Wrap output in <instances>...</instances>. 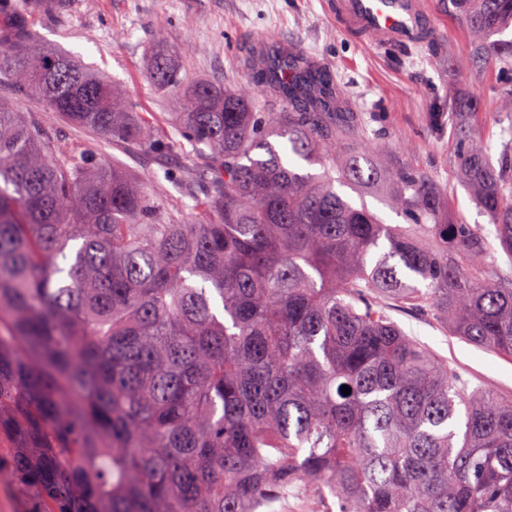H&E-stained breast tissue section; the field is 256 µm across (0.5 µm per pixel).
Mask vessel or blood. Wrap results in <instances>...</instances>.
Here are the masks:
<instances>
[{
  "label": "vessel or blood",
  "mask_w": 512,
  "mask_h": 512,
  "mask_svg": "<svg viewBox=\"0 0 512 512\" xmlns=\"http://www.w3.org/2000/svg\"><path fill=\"white\" fill-rule=\"evenodd\" d=\"M336 20L343 30L372 38L376 45H418L435 32L424 0H336Z\"/></svg>",
  "instance_id": "1"
}]
</instances>
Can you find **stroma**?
Here are the masks:
<instances>
[{"label": "stroma", "instance_id": "obj_1", "mask_svg": "<svg viewBox=\"0 0 512 512\" xmlns=\"http://www.w3.org/2000/svg\"><path fill=\"white\" fill-rule=\"evenodd\" d=\"M333 0H69L67 10L32 16L36 42L75 57L125 97L155 132L174 134L172 119L180 96L156 89L146 75L159 37L180 50L184 83L207 81L236 86L249 78L242 64L253 47L266 54L285 49L307 53L336 75L343 105L363 113L366 132L359 146L377 166L409 162L425 169L444 190L452 221L489 227L490 221L463 187L453 163L455 129H479L498 157L512 134V112L502 111L492 93L494 67H456L468 41L448 0H425L436 23L432 43L382 49L368 37L345 32ZM0 101L23 112L45 137L60 147L75 146L116 163L160 204L177 208L182 223L197 219L195 199L183 196L179 177L194 165L183 154L162 162L129 155L97 135L79 130L53 114L39 97L15 98L0 84ZM390 315L407 335L446 359L467 389L487 388L512 398V361L451 336L447 328L409 306Z\"/></svg>", "mask_w": 512, "mask_h": 512}]
</instances>
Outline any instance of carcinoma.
<instances>
[{"mask_svg":"<svg viewBox=\"0 0 512 512\" xmlns=\"http://www.w3.org/2000/svg\"><path fill=\"white\" fill-rule=\"evenodd\" d=\"M66 7L0 0V77L116 146H190L201 165L182 181L202 220L181 223L93 155H60L0 104V478L38 512H259L306 485L339 512H512V399L466 391L381 304L512 360V278L488 261L489 235L449 222L420 168L355 152L363 114L310 57L249 54L282 111H256L248 85L199 82L175 113L181 139L160 137L36 43L31 15ZM448 11L512 112V0ZM149 74L182 86L172 50ZM454 162L512 258V138L494 163L465 129ZM337 182L384 185L408 226Z\"/></svg>","mask_w":512,"mask_h":512,"instance_id":"cac0c4a2","label":"carcinoma"}]
</instances>
